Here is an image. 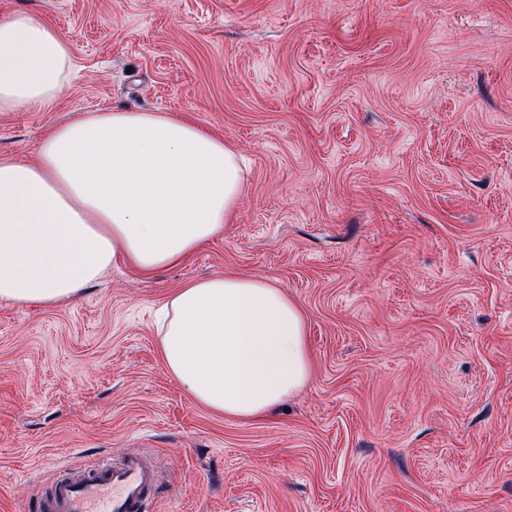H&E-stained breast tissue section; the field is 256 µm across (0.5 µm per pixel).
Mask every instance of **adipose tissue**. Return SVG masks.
Wrapping results in <instances>:
<instances>
[{"label":"adipose tissue","mask_w":512,"mask_h":512,"mask_svg":"<svg viewBox=\"0 0 512 512\" xmlns=\"http://www.w3.org/2000/svg\"><path fill=\"white\" fill-rule=\"evenodd\" d=\"M72 67L52 25L0 18V112L51 101ZM244 189L237 154L174 113L115 109L58 125L35 161L0 160V300L55 306L117 263L178 264L223 230ZM158 335L168 374L227 417L264 418L309 380L305 315L259 278L186 284Z\"/></svg>","instance_id":"1"}]
</instances>
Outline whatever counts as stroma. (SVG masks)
<instances>
[{
	"mask_svg": "<svg viewBox=\"0 0 512 512\" xmlns=\"http://www.w3.org/2000/svg\"><path fill=\"white\" fill-rule=\"evenodd\" d=\"M73 47L57 98L0 112V160L88 112H174L247 162L183 263L69 302L0 301V512L138 453L153 512H512V0H0ZM259 277L311 376L216 415L164 369L184 284Z\"/></svg>",
	"mask_w": 512,
	"mask_h": 512,
	"instance_id": "obj_1",
	"label": "stroma"
}]
</instances>
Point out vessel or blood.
Here are the masks:
<instances>
[{
	"mask_svg": "<svg viewBox=\"0 0 512 512\" xmlns=\"http://www.w3.org/2000/svg\"><path fill=\"white\" fill-rule=\"evenodd\" d=\"M156 480L136 456L119 465L101 460L78 470L63 468L29 512H149Z\"/></svg>",
	"mask_w": 512,
	"mask_h": 512,
	"instance_id": "vessel-or-blood-1",
	"label": "vessel or blood"
}]
</instances>
